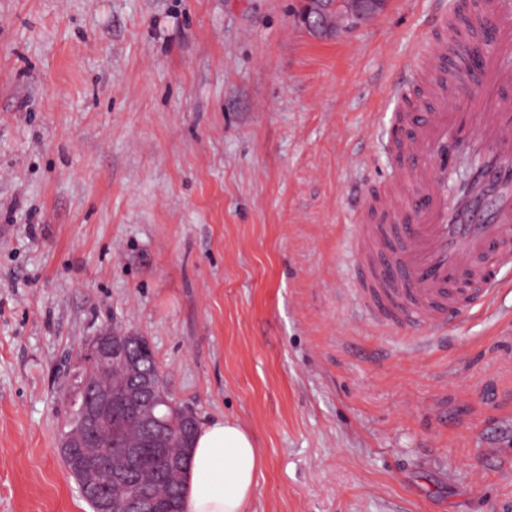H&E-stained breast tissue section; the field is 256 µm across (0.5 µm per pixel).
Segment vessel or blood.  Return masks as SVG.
I'll use <instances>...</instances> for the list:
<instances>
[{"mask_svg":"<svg viewBox=\"0 0 512 512\" xmlns=\"http://www.w3.org/2000/svg\"><path fill=\"white\" fill-rule=\"evenodd\" d=\"M467 17L491 39L471 80H454L448 41L466 39ZM420 55L399 81L392 174L358 201L356 295L374 322L434 337L489 305L512 269V0L433 13Z\"/></svg>","mask_w":512,"mask_h":512,"instance_id":"vessel-or-blood-1","label":"vessel or blood"}]
</instances>
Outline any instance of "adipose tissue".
Instances as JSON below:
<instances>
[{"mask_svg":"<svg viewBox=\"0 0 512 512\" xmlns=\"http://www.w3.org/2000/svg\"><path fill=\"white\" fill-rule=\"evenodd\" d=\"M264 458L237 420L198 427L186 475L184 512H248Z\"/></svg>","mask_w":512,"mask_h":512,"instance_id":"obj_1","label":"adipose tissue"}]
</instances>
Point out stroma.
I'll use <instances>...</instances> for the list:
<instances>
[{"mask_svg":"<svg viewBox=\"0 0 512 512\" xmlns=\"http://www.w3.org/2000/svg\"><path fill=\"white\" fill-rule=\"evenodd\" d=\"M434 2L320 38L300 0H0V512H91L61 386L114 322L249 428L251 512H512V285L426 340L354 290Z\"/></svg>","mask_w":512,"mask_h":512,"instance_id":"obj_1","label":"stroma"}]
</instances>
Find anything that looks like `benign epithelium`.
Wrapping results in <instances>:
<instances>
[{"label":"benign epithelium","mask_w":512,"mask_h":512,"mask_svg":"<svg viewBox=\"0 0 512 512\" xmlns=\"http://www.w3.org/2000/svg\"><path fill=\"white\" fill-rule=\"evenodd\" d=\"M386 0H304L302 19L317 35H335L366 20L384 9ZM142 337L112 324L85 341L73 356L72 377L79 368L91 369L87 378L92 385H80L86 413L83 428L60 440V453L72 459L79 487L93 500L95 512H113V491L129 481L133 491L120 503L122 512H143V501L159 480L156 468L140 461L143 449L157 448L171 457L166 472L170 481H180L185 458L171 448L155 441L120 449L130 461L129 475L112 471V424L127 396L136 398L135 410L147 433L167 432L178 440L185 436L186 427L194 421L188 409L174 399L157 398L152 390L162 381L160 370L140 368L141 358L131 352L133 342ZM164 403L170 414L159 417L156 408Z\"/></svg>","instance_id":"benign-epithelium-1"}]
</instances>
